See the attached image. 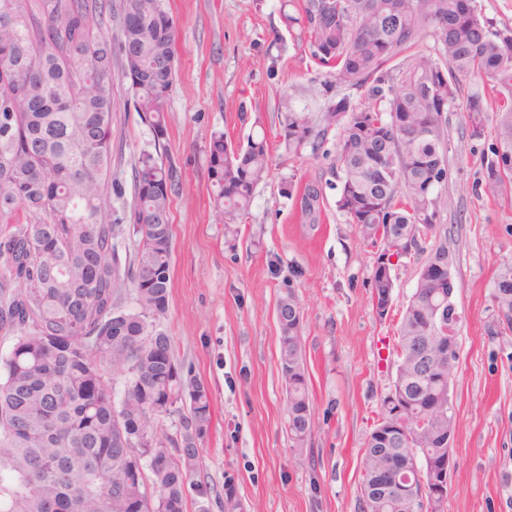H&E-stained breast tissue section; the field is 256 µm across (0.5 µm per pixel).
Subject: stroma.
I'll return each mask as SVG.
<instances>
[{
    "mask_svg": "<svg viewBox=\"0 0 512 512\" xmlns=\"http://www.w3.org/2000/svg\"><path fill=\"white\" fill-rule=\"evenodd\" d=\"M177 25L175 79L166 131L156 137L115 78L112 112L113 214L134 202L141 153L173 165L171 292L162 328L178 360L211 396L209 432L199 445L185 512H225L233 487L237 512H361L360 454L396 371L398 327L416 285L419 256L393 258L394 299L386 319L372 300L380 245L366 241L336 206L340 184L329 169L336 140L318 154L291 157L279 144V118L318 111L325 74L301 41H275L284 0H167ZM261 118L271 170L250 212L225 230L210 203L206 145L211 132L245 140ZM452 204L440 219L455 256L461 315L453 383L457 430L446 512H512V332H498L492 300L499 266L512 262V194L484 191L493 132L473 137L464 105L448 114ZM321 179L324 223H302L284 183ZM300 272L297 291L311 406L317 429L294 448L279 368L275 303L283 277L269 261Z\"/></svg>",
    "mask_w": 512,
    "mask_h": 512,
    "instance_id": "obj_1",
    "label": "stroma"
}]
</instances>
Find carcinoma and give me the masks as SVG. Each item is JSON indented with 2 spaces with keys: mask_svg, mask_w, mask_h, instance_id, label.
Segmentation results:
<instances>
[{
  "mask_svg": "<svg viewBox=\"0 0 512 512\" xmlns=\"http://www.w3.org/2000/svg\"><path fill=\"white\" fill-rule=\"evenodd\" d=\"M121 25L122 77L136 110L161 137L174 82L177 26L165 0H131ZM88 0H0V332L11 340L0 356V512H184L198 444L208 431L207 389L177 360L158 329L168 310L172 258L171 196L176 171L142 153L128 223L112 218V40L94 32ZM287 32L306 35L310 57L333 79L327 89L364 90L374 105L344 96L325 102L314 123L288 109L279 142L315 154L330 125L342 127L336 164L337 206L363 236L408 255L437 237L448 197L446 113L478 74L490 85L496 143L485 165V191L512 189V28L498 29L476 0H301L281 13ZM437 60L398 59L424 38ZM484 94L467 95L471 135L486 129ZM214 209L224 224L248 215L270 171L265 134L234 144L211 133L206 146ZM302 223L324 222L321 182L291 183ZM25 214L24 223H12ZM134 240L124 264L119 241ZM132 290L136 308L119 309ZM434 292L419 281L398 331L393 384L412 381L417 341L434 336L417 307ZM497 309L512 313V263L493 284ZM280 371L294 446L304 449L311 412L301 310L283 281L276 301ZM457 368L413 388L419 416ZM123 378L116 394L111 375ZM178 418L171 435L167 422ZM454 415L414 430L417 447L393 455L415 461L410 485L420 489L437 449L433 436L456 433ZM370 432L361 454L362 512H412L373 488L382 462Z\"/></svg>",
  "mask_w": 512,
  "mask_h": 512,
  "instance_id": "obj_1",
  "label": "carcinoma"
}]
</instances>
